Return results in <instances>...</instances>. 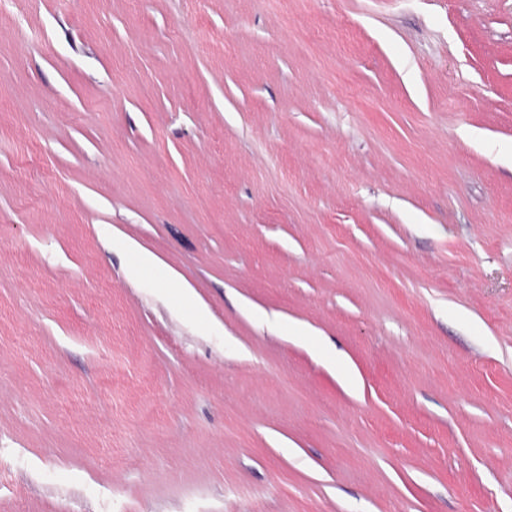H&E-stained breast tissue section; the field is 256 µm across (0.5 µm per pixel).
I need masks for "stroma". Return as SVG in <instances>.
Segmentation results:
<instances>
[{
    "label": "stroma",
    "mask_w": 512,
    "mask_h": 512,
    "mask_svg": "<svg viewBox=\"0 0 512 512\" xmlns=\"http://www.w3.org/2000/svg\"><path fill=\"white\" fill-rule=\"evenodd\" d=\"M0 512H512V0H0Z\"/></svg>",
    "instance_id": "stroma-1"
}]
</instances>
